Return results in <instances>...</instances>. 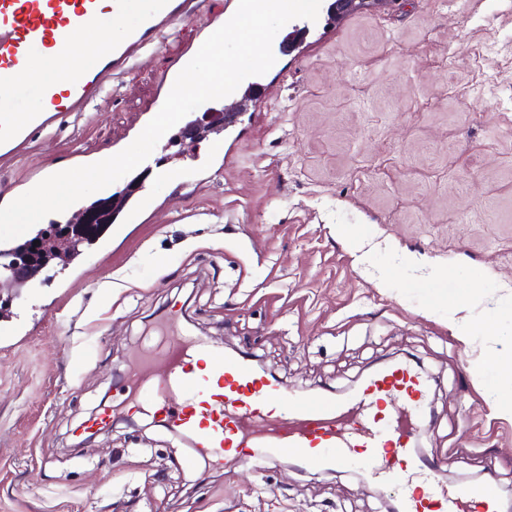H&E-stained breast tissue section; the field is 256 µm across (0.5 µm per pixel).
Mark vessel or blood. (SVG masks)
<instances>
[{"mask_svg":"<svg viewBox=\"0 0 512 512\" xmlns=\"http://www.w3.org/2000/svg\"><path fill=\"white\" fill-rule=\"evenodd\" d=\"M128 0H0V163L25 152L36 133L51 129L60 113L82 112L116 74L132 65L137 50L159 45L195 10L196 0H147L138 22L126 29L89 70L60 81L35 83L30 75L44 57L69 47L82 30L111 25ZM36 106L18 112L16 98ZM168 332L139 362L140 391L129 406L159 417L189 438L208 466L252 465L256 449L315 467L354 463L381 484L403 480L399 512H500L482 483L451 486L414 451L427 380L400 362L377 373L347 399L295 396L242 358L176 333L177 316H165Z\"/></svg>","mask_w":512,"mask_h":512,"instance_id":"obj_1","label":"vessel or blood"}]
</instances>
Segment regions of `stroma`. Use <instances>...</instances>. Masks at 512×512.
<instances>
[{
	"label": "stroma",
	"instance_id": "obj_1",
	"mask_svg": "<svg viewBox=\"0 0 512 512\" xmlns=\"http://www.w3.org/2000/svg\"><path fill=\"white\" fill-rule=\"evenodd\" d=\"M238 0H204L87 111L35 134L0 188L129 146L182 43ZM223 124L209 101L158 142L176 180L78 260L0 282V512H386L355 466L217 471L122 389L171 308L182 331L259 358L296 394L344 396L385 366L429 381L415 440L449 484L512 497V0H392L297 20ZM221 139L223 153L213 141Z\"/></svg>",
	"mask_w": 512,
	"mask_h": 512
}]
</instances>
